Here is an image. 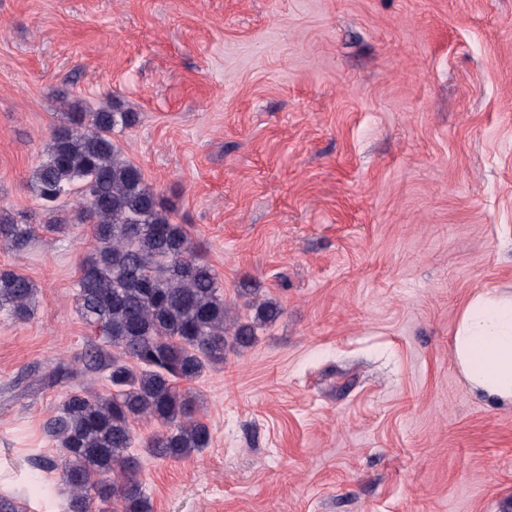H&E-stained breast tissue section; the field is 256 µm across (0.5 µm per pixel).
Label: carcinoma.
Masks as SVG:
<instances>
[{"label":"carcinoma","instance_id":"carcinoma-1","mask_svg":"<svg viewBox=\"0 0 512 512\" xmlns=\"http://www.w3.org/2000/svg\"><path fill=\"white\" fill-rule=\"evenodd\" d=\"M134 123V113L117 109L73 113L70 123L51 129L31 180L32 192L51 210L77 198L76 219L94 241L80 262L77 311L111 348L90 349L80 361L105 373L112 391H69L44 425L59 455L33 462V492L49 493L38 472L56 473L68 490L66 512H92L96 499L119 512H152L133 453L136 424L164 427L141 444L157 460L181 461L209 447V427L179 382L199 378L224 363V351L255 339L251 323L227 331L221 279L198 255L185 225L171 222L140 169L122 158L112 135ZM33 232L0 207L1 246L24 248ZM36 294L27 276L0 271V313L31 320Z\"/></svg>","mask_w":512,"mask_h":512}]
</instances>
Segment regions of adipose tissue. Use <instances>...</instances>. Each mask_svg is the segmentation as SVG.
<instances>
[{
	"label": "adipose tissue",
	"mask_w": 512,
	"mask_h": 512,
	"mask_svg": "<svg viewBox=\"0 0 512 512\" xmlns=\"http://www.w3.org/2000/svg\"><path fill=\"white\" fill-rule=\"evenodd\" d=\"M452 355L474 392L512 404V295L475 290L459 316Z\"/></svg>",
	"instance_id": "adipose-tissue-1"
}]
</instances>
